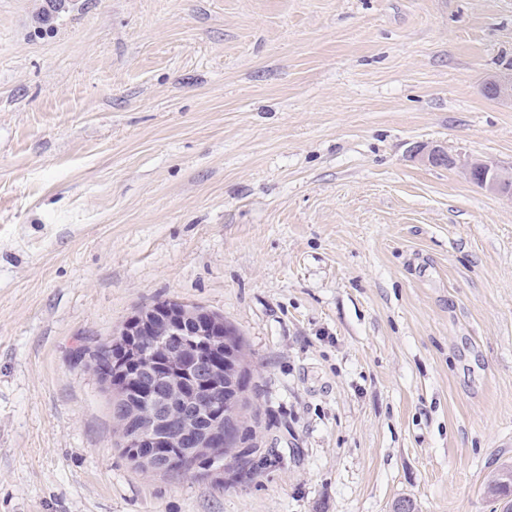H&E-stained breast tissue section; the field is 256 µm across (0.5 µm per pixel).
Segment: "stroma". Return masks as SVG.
I'll return each instance as SVG.
<instances>
[{
	"mask_svg": "<svg viewBox=\"0 0 512 512\" xmlns=\"http://www.w3.org/2000/svg\"><path fill=\"white\" fill-rule=\"evenodd\" d=\"M0 0V512H501L512 0ZM176 300L252 390L239 470L117 448L76 352ZM482 92L493 99L512 102V74L486 78L482 84ZM414 156L431 166L458 168L468 180L482 189L512 198V174H505L487 161L455 157L448 154L441 146L433 144L418 145ZM504 471H506L510 477H505ZM512 466H504L502 467L494 478L488 483L486 486V494L490 497L495 498L498 501H502L503 499H508L506 503L512 502Z\"/></svg>",
	"mask_w": 512,
	"mask_h": 512,
	"instance_id": "obj_1",
	"label": "stroma"
}]
</instances>
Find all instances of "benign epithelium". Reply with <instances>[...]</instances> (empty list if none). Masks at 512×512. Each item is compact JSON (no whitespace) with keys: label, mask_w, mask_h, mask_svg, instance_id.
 <instances>
[{"label":"benign epithelium","mask_w":512,"mask_h":512,"mask_svg":"<svg viewBox=\"0 0 512 512\" xmlns=\"http://www.w3.org/2000/svg\"><path fill=\"white\" fill-rule=\"evenodd\" d=\"M482 92L493 99L512 101V74L486 78ZM415 157L431 166L457 168L468 180L486 191L512 198V174H506L484 160L455 157L433 144L418 145ZM150 317L151 309L139 311V317L125 321L117 335L127 341V357L140 363L138 372L128 377L133 389L148 393L153 399L150 411L144 415L142 426L131 442L141 446L146 458L157 468L159 463L150 453V448L155 445L178 444L190 452L216 447L225 432V423L213 422L208 427L200 428L196 426L197 412L210 397L233 386L238 372V358L231 349H224V374L221 375L213 367L214 358L192 349L181 339L183 332L180 326L184 319L195 321L198 335H213V323L200 312L192 309L186 311L183 318L168 322L161 328L154 326L149 321ZM136 336L156 337L160 346L166 348L176 370L166 375L153 365L147 352L136 346ZM183 373L194 381V390L189 396L185 395L181 378ZM166 386L171 393L179 396V401L175 402L164 394Z\"/></svg>","instance_id":"1"}]
</instances>
